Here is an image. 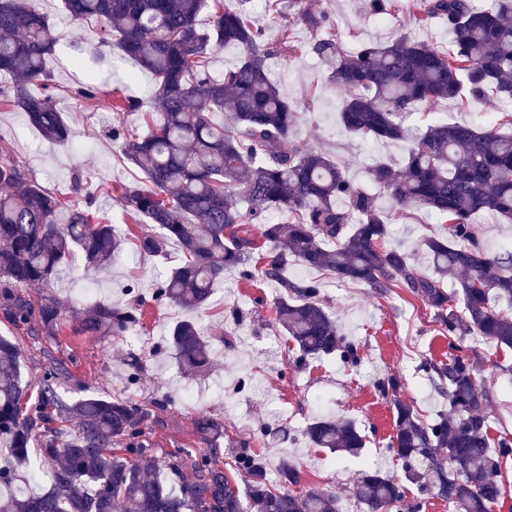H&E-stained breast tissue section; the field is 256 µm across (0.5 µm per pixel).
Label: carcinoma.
I'll return each mask as SVG.
<instances>
[{"mask_svg":"<svg viewBox=\"0 0 512 512\" xmlns=\"http://www.w3.org/2000/svg\"><path fill=\"white\" fill-rule=\"evenodd\" d=\"M75 21L94 20L118 37L125 56L155 78L162 119L143 115L147 132H112L122 154L150 182L123 184L120 199L154 224L140 248L163 254L170 242L181 262L158 282L155 299L182 309H204L224 271L279 283L277 319L300 358L335 355L359 360L319 299L320 282L290 279V265L325 271L341 282L360 283L386 296L398 288L434 311L448 331L446 364L424 362L423 371L448 402L428 421L411 403L394 400L395 427L388 448L402 475L361 471L354 495L365 512H421L404 504L403 481L426 488L452 512H491L502 494L497 477L512 459V441L489 438V393L464 353L463 337L479 335L512 349V244L489 252L479 219L512 223V112L495 113L479 128L467 122H435L409 134L406 119L418 108L463 95L482 103L488 93L512 101V0H412L417 23L448 25L451 48L401 33L387 44L339 50L329 32L310 51L333 60L329 78L346 95L339 121L369 142L410 139L401 163L379 160L370 178L397 209L427 210L448 223V238L423 240L430 269L405 250L387 244L395 214L380 212L325 151L296 135L298 112L272 81L267 61L290 46L251 18L250 0H62ZM265 13L296 18L312 29L325 17L311 0H264ZM211 11L209 27L198 17ZM57 35L36 0H0V74L13 79L7 96L29 123L54 142L70 139V126L47 92L46 59ZM239 51L224 77H211L210 55ZM217 112L228 116L216 123ZM75 180L71 195L37 184L6 147H0V323L55 336L65 322L86 336L123 338L141 322V309L98 304L66 310L49 296L32 299L22 287H47L76 255L86 268L112 265L121 237L93 210L90 194ZM273 212L282 214L269 222ZM260 225L263 244L241 234ZM456 279L449 293L444 281ZM462 309H457V306ZM169 341L189 375L205 369L211 345L192 321H179ZM72 379L60 362L40 377L22 376L16 344L0 336V512H337L336 496L319 489L297 495L294 465L283 461L281 483L271 489L261 457L245 453L235 467L209 462L187 448L159 456L141 440L140 426L168 400L150 405L102 397L68 402L60 386ZM205 437L224 433L211 415L195 420ZM305 436L317 448L356 454L366 440L355 424L316 418ZM192 473L188 479L186 473ZM251 478L241 491L236 476Z\"/></svg>","mask_w":512,"mask_h":512,"instance_id":"obj_1","label":"carcinoma"}]
</instances>
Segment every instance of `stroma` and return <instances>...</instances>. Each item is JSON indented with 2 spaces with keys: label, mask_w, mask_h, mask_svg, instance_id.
<instances>
[{
  "label": "stroma",
  "mask_w": 512,
  "mask_h": 512,
  "mask_svg": "<svg viewBox=\"0 0 512 512\" xmlns=\"http://www.w3.org/2000/svg\"><path fill=\"white\" fill-rule=\"evenodd\" d=\"M323 11L344 50L363 43L385 42L407 32L418 39L446 47L451 36L448 26L437 21L419 27L407 0H395L393 14L385 20L364 12L365 0H313ZM40 9L54 25L59 41L47 61L57 109L72 129L66 144L50 142L29 124L4 96L10 77L0 76V144L44 189L57 194L70 192L74 180H82L85 192L98 194V205L114 224L123 240V250L112 266L93 275L82 267L61 275L47 296L62 305L86 308L96 303H132L126 286L136 288L144 300V319L133 335L119 340L110 336H86L65 325L58 335L33 336L0 324V334L10 337L19 348L21 371L34 378L50 361L65 362L74 379L63 385L64 399L102 396L136 404L168 398L166 411L150 419L143 438L164 454L179 448L210 449L212 462L233 466L240 451L259 454L265 462V476L276 482L282 461L294 463L301 474L294 493L310 489L328 490L336 495L338 512L353 502V482L359 469L380 464L382 471L399 472L395 458L377 461V451L387 448L393 433V404L376 388L379 379L397 378L399 398L415 403L425 418H433L448 403L419 369L423 359L448 360V335L420 301L401 290L386 297L376 296L363 284L341 283L320 276L321 301L341 332L359 348L357 365L345 366L336 357L299 360L291 339L284 336L276 320L275 304L280 292L270 280L242 279L239 270L225 271L206 310L188 314L169 303L154 300V285L179 263L181 252L169 246L165 255L143 253L138 238L151 231L147 218L116 198L99 195L106 184L116 185L140 179V172L123 158L117 128L141 126V115L159 112L152 95L149 73L125 58L117 44H110L94 21L76 22L67 17L61 0H40ZM300 51L282 50L269 61L273 79L299 110L297 137L331 155L357 185L374 194L382 211L392 202L373 185L366 166L375 157L401 161L408 141L389 145L365 143L347 133L337 122L344 93L329 79L326 61L308 52L315 32L302 23H288ZM94 71L96 95L77 100L75 91L84 86L86 71ZM136 81H128V74ZM136 97L140 111L116 110L123 97ZM495 104H474L442 100L413 113L407 120L411 130L424 129L438 120L486 125ZM448 227L434 214L410 210L391 227L389 242L409 252L419 268H427L425 238H444ZM192 319L204 334L220 329L224 343L212 353L208 372L192 376L180 372L174 351L168 346V332L177 322ZM465 352L474 361L481 380L490 392V434L512 430V392L502 370L512 366V351L497 348L479 336L464 340ZM245 390H238L239 381ZM207 414L224 422L223 435L215 440L199 435L195 420ZM325 416L353 422L365 435L366 446L359 454L334 453L310 445L304 429L315 417Z\"/></svg>",
  "instance_id": "1"
}]
</instances>
